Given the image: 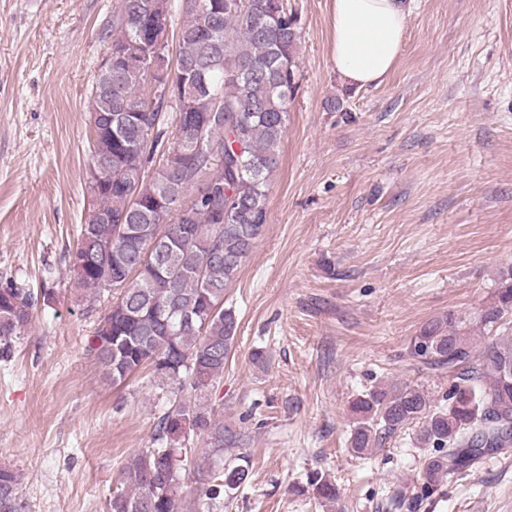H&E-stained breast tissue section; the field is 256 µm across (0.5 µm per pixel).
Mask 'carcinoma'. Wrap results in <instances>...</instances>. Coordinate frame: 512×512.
Listing matches in <instances>:
<instances>
[{
  "label": "carcinoma",
  "mask_w": 512,
  "mask_h": 512,
  "mask_svg": "<svg viewBox=\"0 0 512 512\" xmlns=\"http://www.w3.org/2000/svg\"><path fill=\"white\" fill-rule=\"evenodd\" d=\"M183 13L173 68L154 66L155 44L140 33L171 26L151 0H117L106 49L119 57L112 81L121 101L90 92L92 207L67 253L77 300L104 313L87 345L112 384L143 368L172 387L154 444L130 454L106 512H180L185 476L199 475L197 499L213 500L249 478V463L224 466V449L243 434L210 404L224 377L239 321L224 307L268 223L267 186L279 164L288 101L297 87L298 19L285 0H180ZM154 90V99L144 93ZM175 112L172 141L159 129ZM54 299L0 284V354L27 334L39 306ZM495 340L484 344L482 336ZM408 355L448 375L439 401L420 384H377L350 402L349 446L378 448L408 424L430 448L421 462L420 497L489 452L512 445V266L475 315L427 321ZM201 439L203 455L187 446ZM320 503L335 504L336 483L308 479ZM22 478L0 466V512H29Z\"/></svg>",
  "instance_id": "carcinoma-1"
}]
</instances>
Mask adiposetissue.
Returning <instances> with one entry per match:
<instances>
[{
	"label": "adipose tissue",
	"instance_id": "obj_1",
	"mask_svg": "<svg viewBox=\"0 0 512 512\" xmlns=\"http://www.w3.org/2000/svg\"><path fill=\"white\" fill-rule=\"evenodd\" d=\"M402 0H332L331 62L349 85H377L393 70L403 45Z\"/></svg>",
	"mask_w": 512,
	"mask_h": 512
}]
</instances>
